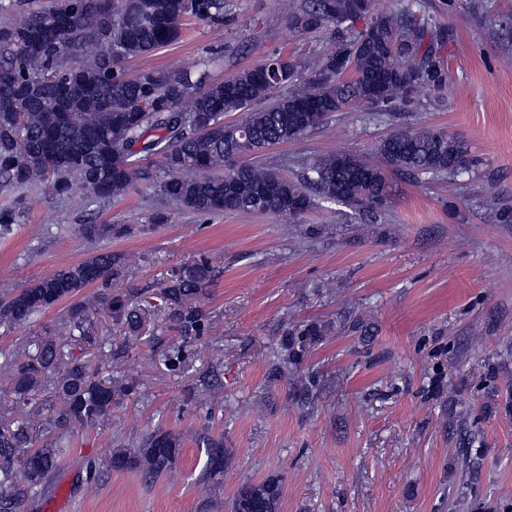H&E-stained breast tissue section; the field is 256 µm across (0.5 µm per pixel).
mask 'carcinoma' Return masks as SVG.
<instances>
[{
  "label": "carcinoma",
  "mask_w": 512,
  "mask_h": 512,
  "mask_svg": "<svg viewBox=\"0 0 512 512\" xmlns=\"http://www.w3.org/2000/svg\"><path fill=\"white\" fill-rule=\"evenodd\" d=\"M141 15L134 0H113L112 16L99 0H54L28 8L22 0H0L9 16L0 25V192L43 185L53 197L71 193L78 183L92 199L129 191L141 180L156 179L160 194L198 214L223 211L296 217L313 205L311 193L327 201L374 214L390 200V174L459 176L469 170L468 147L459 138L429 126H407L384 138L376 158L329 153L314 158L300 181L273 168L242 161L288 140H298L336 112L368 106L402 110L412 94L437 90L448 80L439 53L443 36L410 9L387 12L369 0L353 12L354 0H297L288 21L300 34L334 27L336 50L325 56L306 82L288 57H272L220 82L209 81L203 64L192 61L168 69H143L130 76L120 66L176 43L182 22L191 17L224 24L225 0H151ZM369 17L364 29L354 23ZM226 112H245L240 125L224 122ZM158 159V170L143 165ZM484 207L499 224H512V205L494 193ZM25 195L0 209V236L27 211ZM127 265L124 255L95 252L87 260L33 281L0 303V319L28 324L35 313L107 282ZM214 277L212 262L201 258L175 270L163 284L168 319L186 339L210 329L199 299ZM108 309L135 334L144 310L128 294L108 300ZM313 327L281 345L285 370L296 347ZM50 341L23 361H4L7 390L26 402L46 382L61 400L48 409L46 425L66 429L95 423L112 405L135 392L131 381L91 372L74 362L61 369ZM35 424L25 418L0 423V512H18L24 491L46 482L57 467L60 448H37ZM212 480L224 475V439L200 438ZM182 439L169 431L150 433L142 447L114 449L116 471L137 469L151 479L176 463ZM281 480L246 484L232 512H278Z\"/></svg>",
  "instance_id": "cac0c4a2"
}]
</instances>
